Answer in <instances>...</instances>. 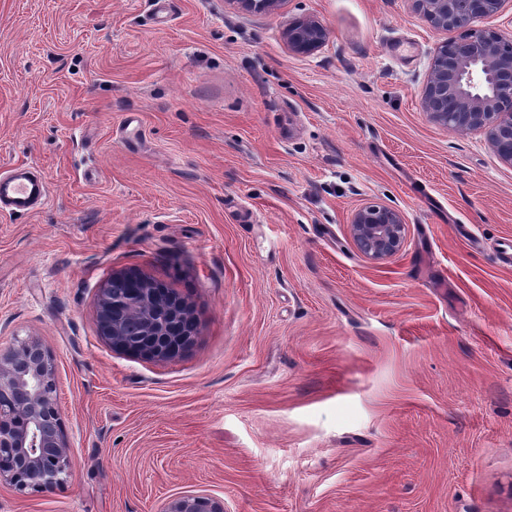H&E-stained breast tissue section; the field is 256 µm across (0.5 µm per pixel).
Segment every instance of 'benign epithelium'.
<instances>
[{
  "label": "benign epithelium",
  "instance_id": "obj_1",
  "mask_svg": "<svg viewBox=\"0 0 512 512\" xmlns=\"http://www.w3.org/2000/svg\"><path fill=\"white\" fill-rule=\"evenodd\" d=\"M247 12H270L282 0H232ZM415 10L439 32L464 30L462 40L435 48L422 95L431 121L457 133L486 135L499 161L512 167V33L474 28L512 0H413ZM328 30L317 18L291 22L288 49L310 54L324 46ZM357 250L373 263L399 254L407 242L402 214L366 203L349 218ZM99 332L123 354L170 360L197 335L190 305L175 292L158 290L145 276L120 273L100 289ZM69 446L63 428L53 357L35 338L0 351V482L42 493L66 481ZM161 512H224L207 494L170 498Z\"/></svg>",
  "mask_w": 512,
  "mask_h": 512
}]
</instances>
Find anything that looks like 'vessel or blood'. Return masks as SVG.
<instances>
[{
  "instance_id": "b4317fda",
  "label": "vessel or blood",
  "mask_w": 512,
  "mask_h": 512,
  "mask_svg": "<svg viewBox=\"0 0 512 512\" xmlns=\"http://www.w3.org/2000/svg\"><path fill=\"white\" fill-rule=\"evenodd\" d=\"M49 197L47 179L33 163H20L0 174V212L29 213L44 206Z\"/></svg>"
}]
</instances>
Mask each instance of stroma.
<instances>
[{"instance_id": "35a3bbf8", "label": "stroma", "mask_w": 512, "mask_h": 512, "mask_svg": "<svg viewBox=\"0 0 512 512\" xmlns=\"http://www.w3.org/2000/svg\"><path fill=\"white\" fill-rule=\"evenodd\" d=\"M0 0V347L51 353L67 480L0 512H512V168L421 95L442 33L412 0ZM313 16L326 44L289 51ZM401 211L381 264L348 233ZM192 306L179 357L114 352L98 291ZM327 38V28L314 17L293 21L286 29L288 49L294 54L313 53L324 46ZM49 197L47 179L33 163L15 164L0 174V212L29 213L44 206ZM349 233L357 250L373 263L393 258L407 242V224L402 214L374 203H365L351 213ZM160 512H224V503L207 494H183L170 498Z\"/></svg>"}]
</instances>
